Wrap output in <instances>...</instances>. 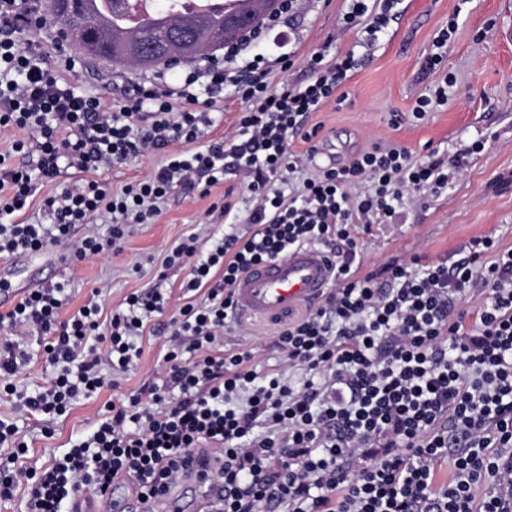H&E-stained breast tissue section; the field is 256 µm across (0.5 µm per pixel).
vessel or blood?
Segmentation results:
<instances>
[{
	"label": "vessel or blood",
	"mask_w": 512,
	"mask_h": 512,
	"mask_svg": "<svg viewBox=\"0 0 512 512\" xmlns=\"http://www.w3.org/2000/svg\"><path fill=\"white\" fill-rule=\"evenodd\" d=\"M331 281L330 256L313 247L298 248L253 266L237 282L234 302L243 314L279 323L322 297ZM212 468L209 454L196 455L176 487L155 500V512H187L193 501L209 508L217 493Z\"/></svg>",
	"instance_id": "1"
}]
</instances>
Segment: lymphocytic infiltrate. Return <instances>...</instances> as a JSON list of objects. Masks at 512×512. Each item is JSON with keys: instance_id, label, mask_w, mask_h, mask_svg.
Returning a JSON list of instances; mask_svg holds the SVG:
<instances>
[{"instance_id": "f902f5d3", "label": "lymphocytic infiltrate", "mask_w": 512, "mask_h": 512, "mask_svg": "<svg viewBox=\"0 0 512 512\" xmlns=\"http://www.w3.org/2000/svg\"><path fill=\"white\" fill-rule=\"evenodd\" d=\"M350 2L346 28L364 25V44L374 46L398 0H381L374 13L366 0ZM293 8L294 0H281L278 13L213 53L205 70L189 65L173 74L160 66L155 83L109 111L19 43L17 33L32 25V0H0V136L13 139L10 153L0 154V256L52 245L80 260L109 258L131 224L158 215L174 186L211 187L230 170L251 203L244 231L225 234L204 254L193 234L166 257L169 266L190 263L183 291H204V302H173L157 285L127 295L109 323L93 298L65 319L66 289L54 283L0 313V391L49 423L79 397L110 386L103 359L122 371L139 359L137 340L152 320L163 318L173 337L162 383L106 403L93 433L41 471L20 466L28 444L0 419V447L8 451L0 456V501L23 484L26 512H62L87 490L107 512L117 482L129 481L146 502L175 483L195 454L211 453L224 486L211 512L276 505L285 512H512V250L480 237L450 267L395 259L356 277V226L388 223L405 193L437 192L458 177L463 160L415 161L405 149L375 143L345 164H317L319 129L307 119L335 99L359 60L351 51L332 61L316 51L302 63L306 80L271 87L268 62L254 50ZM199 82L215 93L233 85L241 100L236 128L222 140H202L211 119L193 107ZM17 130L26 138H14ZM297 137L310 142L307 153L292 151ZM175 141L184 151L121 191L87 177ZM16 154L22 163H13ZM70 168L85 178L44 199L51 223L15 221L39 184ZM289 173L300 174L301 184L287 193L279 184ZM363 183L367 191L356 194ZM105 214L112 227L104 234L97 219ZM78 225L84 234L76 240ZM308 246L333 258L336 287L324 305L278 333L289 366L306 376L297 386L258 376L251 353L226 351L224 328L237 316L233 288L242 274ZM476 286L483 303L470 314L457 310ZM30 327L54 370L49 385L32 393L15 385L31 362L16 334ZM448 456L454 477L433 490L435 465Z\"/></svg>"}]
</instances>
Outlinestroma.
<instances>
[{
    "label": "stroma",
    "instance_id": "stroma-1",
    "mask_svg": "<svg viewBox=\"0 0 512 512\" xmlns=\"http://www.w3.org/2000/svg\"><path fill=\"white\" fill-rule=\"evenodd\" d=\"M349 0H297L283 19L277 41L261 46L263 54L275 53L277 43L289 44L297 56L326 50L328 57L354 51L360 66L339 89L338 100L310 114L309 125L320 126L339 162L372 143L393 144L413 158L453 155L472 142L484 143L481 152L465 159L463 173L448 187L418 199L409 198L395 224H377L359 234L353 268L357 276L377 271L391 259L454 264L468 253L475 237H491L501 249H512V0H400L398 17L387 36L372 48L359 44V29H345L343 17ZM457 29L448 43L440 73H430L426 59L433 42L449 21ZM154 70L120 67L112 63L77 58L65 79L76 92L100 99L105 109L122 100L127 90L153 78ZM452 76L448 102L415 119L412 110L429 87ZM197 107L209 112L212 124L205 131L209 141L224 139L236 126L240 101L231 91L210 97L204 86L194 88ZM180 142L125 164L103 167L94 180L112 190L147 176L165 155L183 151ZM249 192L239 177L225 175L223 183L206 187H175L150 223L136 224L111 260L75 261L54 275L49 251L13 254L11 264L0 266V279L8 280L17 295L65 279L69 301L63 315H70L90 297H97L103 318L135 291L151 288L159 272H166L165 287L179 292L189 269L166 267L165 258L181 240L202 225L221 235L229 221L244 222ZM279 324L243 317L224 330V348L248 351L261 373H278L300 379L276 346ZM139 360L126 371L112 372L115 385L79 398L55 419L54 433L45 436L40 415L19 407L14 397L0 396V418L23 430L29 450L27 464L44 467L96 428L106 402L139 392L162 376L166 364V336L145 329L138 340Z\"/></svg>",
    "mask_w": 512,
    "mask_h": 512
}]
</instances>
